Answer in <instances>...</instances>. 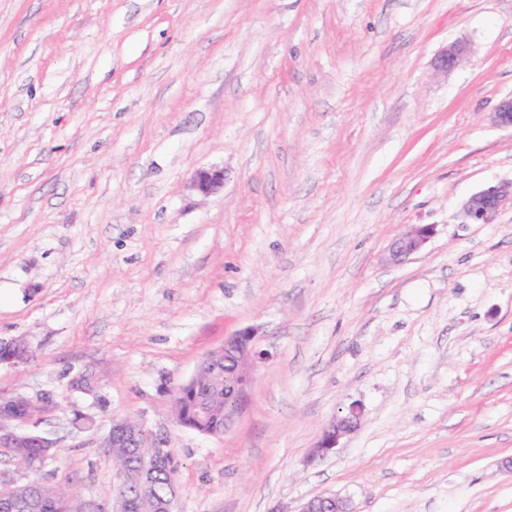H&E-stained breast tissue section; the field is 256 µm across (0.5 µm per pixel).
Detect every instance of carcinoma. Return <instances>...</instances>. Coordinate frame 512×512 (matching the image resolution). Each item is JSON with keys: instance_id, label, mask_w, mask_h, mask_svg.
<instances>
[{"instance_id": "1", "label": "carcinoma", "mask_w": 512, "mask_h": 512, "mask_svg": "<svg viewBox=\"0 0 512 512\" xmlns=\"http://www.w3.org/2000/svg\"><path fill=\"white\" fill-rule=\"evenodd\" d=\"M245 397L241 381L224 367V353L214 351L202 360L196 374L177 388L174 399L177 423L203 435L220 436L224 434V408H239ZM110 453L121 473L139 464L138 458L125 448H112ZM57 456L58 449L35 443L13 448L0 456L16 470L31 474L26 483L41 489L36 512H64L55 496L57 486L41 476L45 464ZM175 473L174 462L170 461L156 476L149 494L122 481L116 497L124 503L125 512H152L153 501L165 497L169 485L176 482Z\"/></svg>"}]
</instances>
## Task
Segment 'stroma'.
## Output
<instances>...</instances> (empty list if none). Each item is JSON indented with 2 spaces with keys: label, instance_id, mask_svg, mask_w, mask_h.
Masks as SVG:
<instances>
[{
  "label": "stroma",
  "instance_id": "stroma-1",
  "mask_svg": "<svg viewBox=\"0 0 512 512\" xmlns=\"http://www.w3.org/2000/svg\"><path fill=\"white\" fill-rule=\"evenodd\" d=\"M510 95L512 0H0V342L35 352L0 392L56 401L50 480L110 503L130 415L176 512H512V209L460 212L512 179ZM214 167L223 193L191 191ZM246 327L269 357L234 424L181 427L177 387ZM466 53V43L462 41L451 43L436 55L433 67L437 72L448 74L460 64ZM512 207V181L488 184L471 194L462 204L466 224H493L506 206ZM434 233L430 225H420L409 232L397 237L388 248L386 261L390 264H399L409 256L420 251ZM361 410L358 405H350L345 413L330 422L315 443L311 460L322 459L333 452L340 439L354 432L360 422ZM297 512H354L348 500L336 495L317 496L306 501Z\"/></svg>",
  "mask_w": 512,
  "mask_h": 512
}]
</instances>
